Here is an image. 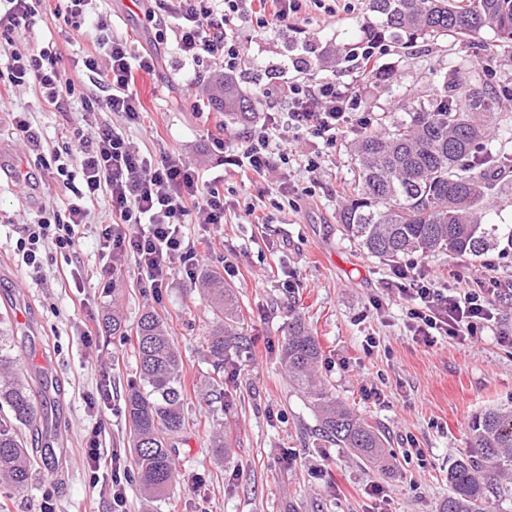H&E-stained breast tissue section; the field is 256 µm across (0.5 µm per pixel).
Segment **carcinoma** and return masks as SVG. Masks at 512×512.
Instances as JSON below:
<instances>
[{
  "mask_svg": "<svg viewBox=\"0 0 512 512\" xmlns=\"http://www.w3.org/2000/svg\"><path fill=\"white\" fill-rule=\"evenodd\" d=\"M360 29L367 42L411 45L419 39L468 38L492 30L501 47L512 49V0H365ZM512 87L490 86L485 75L463 61L439 84L382 111V130L358 133L355 168L338 211L342 236L364 252L396 262L414 253L446 252L481 258L512 247V224H485L490 200L512 185V156L492 146L498 136L512 141V127L498 112V99ZM213 99L224 123L254 119L255 93L226 75ZM203 299L221 328L206 340L214 369L224 368V351L242 338L234 289L212 271L197 279ZM136 378L125 396L130 481L148 499L168 494L175 481V443L189 426L185 413L183 359L160 316L144 312L135 327ZM0 328V481L28 486L36 464L18 435L36 425L40 406L9 354ZM320 344L294 317L282 345L290 381L309 398L318 415L320 439L346 448L371 464L383 456L378 431L318 384L314 367ZM469 430L473 452L448 469L450 492L440 512H489L493 502L512 501V410L475 415Z\"/></svg>",
  "mask_w": 512,
  "mask_h": 512,
  "instance_id": "carcinoma-1",
  "label": "carcinoma"
}]
</instances>
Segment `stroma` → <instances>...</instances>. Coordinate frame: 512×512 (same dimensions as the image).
Here are the masks:
<instances>
[{"mask_svg":"<svg viewBox=\"0 0 512 512\" xmlns=\"http://www.w3.org/2000/svg\"><path fill=\"white\" fill-rule=\"evenodd\" d=\"M96 12L110 16L111 29L95 32L106 41L128 38L136 50L154 52L153 72L140 73L135 90L142 116L127 125L130 141L148 157L176 151L204 178L222 177L230 204L223 225L188 224L184 234L197 243L200 269L220 272L238 296L240 330L245 340L224 355V399L199 406L213 369L204 338L217 323L196 287L195 277L177 270L167 288H148L133 259L114 272L97 276L104 261L100 225L109 203L101 201L83 230L76 254L66 256L52 245L42 249L43 265L33 272L17 254L25 225L63 210L65 198L41 159L61 155L73 177H80L79 157L65 153L66 135L112 122V113L86 109L85 97L98 90L85 78L84 42L67 43L71 29L64 15L44 13L29 28L0 32V81L8 78L11 50L63 48V64L76 78L74 93L63 109L42 103L35 88H17L5 109L28 113L36 128L30 145L8 123L0 122V327L10 336L11 354L31 387L44 401V419L23 429L38 465L23 490L0 483V512H40L51 502L55 512H112L110 471L91 486L83 465V448L91 429L121 468H131L128 423L123 395L135 369L130 341L113 336L105 322L117 310L134 324L150 308L166 322L184 360L188 401L185 410L196 425L181 436L175 453L176 477L161 500L140 497L126 483V512H377L372 485H384L387 512H438L448 495V469L470 452L468 423L489 407L512 408V301L497 304V321L468 340L438 337L431 346L417 342L409 327L406 302L388 289L392 265L367 256L341 235L337 224L343 201L337 186L351 173L353 134L331 146L298 137L285 123L275 130L277 142L290 149L280 177L243 183L234 154L243 128L228 126L224 146L207 137L215 116L195 111L186 90L202 76L213 80L218 68L185 60L171 31H159L130 0H96ZM362 0H337L335 15L310 7L288 28L265 33L248 46L249 65L239 82L256 90L276 76L316 81L336 73L351 75L362 109L377 117L397 91L410 92L437 84L460 60L487 69L491 81L512 85V54L501 51L496 35L479 39L421 40L410 48L385 47L380 56L399 77L397 89L373 90L353 72L359 52ZM342 46L338 63L318 65L315 52ZM304 58L300 69L284 60ZM158 134L146 136V125ZM317 161L316 177L306 166ZM298 186L282 195L277 179ZM260 205L265 221L249 224L242 206ZM495 260L487 269V260ZM418 266L447 284L449 269L472 280L496 276L512 282V252L487 259L435 252L418 258ZM380 307H373V300ZM302 317L321 347L315 368L318 380L337 400L381 431L391 452L390 469H370L347 449L316 440L317 421L307 397L293 389L281 359V345L293 317ZM100 321V331L84 342L80 323ZM378 345L365 352L367 337ZM376 385L381 400L366 399L362 388ZM226 434V448L216 453V431Z\"/></svg>","mask_w":512,"mask_h":512,"instance_id":"obj_1","label":"stroma"}]
</instances>
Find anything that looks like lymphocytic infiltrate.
<instances>
[{"mask_svg":"<svg viewBox=\"0 0 512 512\" xmlns=\"http://www.w3.org/2000/svg\"><path fill=\"white\" fill-rule=\"evenodd\" d=\"M142 5L147 17H161L175 25L176 49L187 60L208 62L229 71L246 65V42L254 36L287 26L304 4L321 5L322 0H131ZM58 50H14L10 53L8 83L0 87V98L16 87L38 89L45 104L62 107L75 82L62 71ZM85 68L96 86L108 89L99 108L136 121L140 103L134 90L136 71H153L156 58L134 53L128 40L112 37L104 56L87 55ZM262 97L270 108L284 112L287 123L307 136L335 144L349 127L369 128L370 118L360 110L358 92L345 81L324 78L314 83L294 80L265 86ZM70 154L81 159V182L58 167L61 186L72 195L64 211L54 212L28 228L17 243L23 263L32 269L42 266L41 247L51 243L65 254L76 253L81 228L99 203L109 196L111 223L102 225V249L121 258H134L146 274L150 288L165 287L176 267L193 273L199 253L187 242L182 227L196 213L207 223L222 224L226 204L220 179H201L184 159L167 153L152 159L135 150L121 127L107 123L94 134L74 131L68 142ZM232 163L240 172L266 176L290 160L289 153L271 146L267 131L246 134ZM448 286H438L416 265L398 267L392 287L410 305L409 319L416 341L425 345L437 337L467 339L495 317L498 296L494 289L474 287L462 272L448 274Z\"/></svg>","mask_w":512,"mask_h":512,"instance_id":"f902f5d3","label":"lymphocytic infiltrate"}]
</instances>
